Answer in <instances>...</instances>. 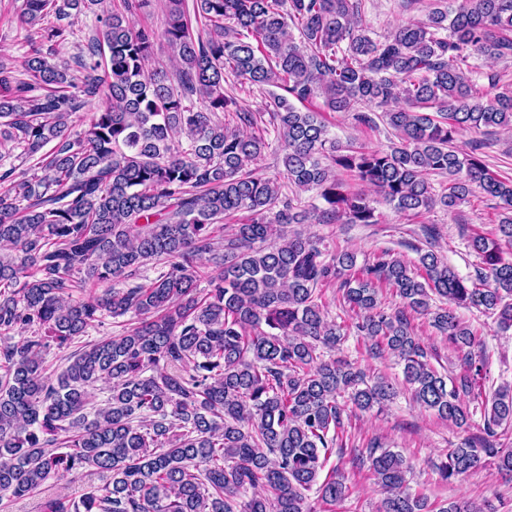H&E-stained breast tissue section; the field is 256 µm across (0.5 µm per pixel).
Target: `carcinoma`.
Here are the masks:
<instances>
[{
  "label": "carcinoma",
  "instance_id": "carcinoma-1",
  "mask_svg": "<svg viewBox=\"0 0 512 512\" xmlns=\"http://www.w3.org/2000/svg\"><path fill=\"white\" fill-rule=\"evenodd\" d=\"M28 50L0 58V149L32 165L0 170V495L22 499L81 469L105 477L43 512H311L347 498L319 480L347 447L353 410L394 400L383 376L332 355L344 340L323 290L338 282L371 359L403 365L413 399L465 436L436 465L451 482L491 460L512 476V386L482 393L486 358L457 315L474 306L512 329V178L491 170L469 131L512 125V89L474 76L470 58L512 60V0H433L423 18L376 40L363 0H166L163 29L135 26L143 0H15ZM100 26L87 51L56 60L81 15ZM173 70L146 66L158 43ZM274 87L262 115L225 89ZM322 100L314 110L301 103ZM325 112L385 123V148L330 135ZM83 130H76L78 126ZM283 153L290 195L252 166ZM373 189L397 212L455 211L476 185L500 210L497 238L474 233L465 280L432 247L417 259L349 251L292 224H378ZM448 179L436 192L429 176ZM316 191L322 205L302 202ZM239 213L246 222L224 232ZM217 274L197 288L199 264ZM164 265L138 281L140 269ZM108 284L102 292L96 286ZM399 297L388 311L382 289ZM137 319L87 343L47 376L44 354L103 316ZM425 316L457 352L441 373L415 336ZM111 384L106 407L92 390ZM481 422L475 423L474 416ZM382 512H485L464 498L438 509L412 491V465L372 439L366 455Z\"/></svg>",
  "mask_w": 512,
  "mask_h": 512
}]
</instances>
